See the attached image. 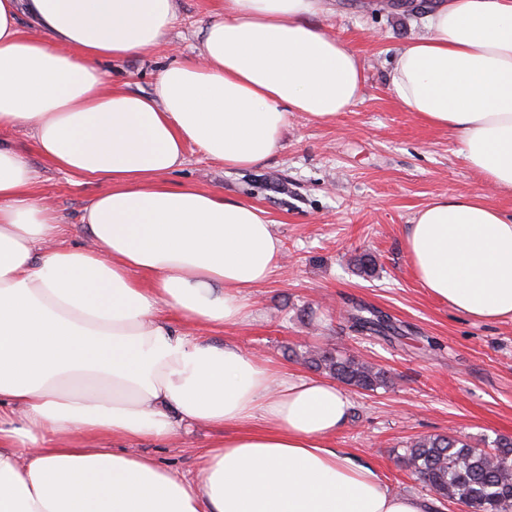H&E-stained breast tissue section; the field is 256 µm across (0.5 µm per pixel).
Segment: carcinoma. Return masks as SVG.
I'll list each match as a JSON object with an SVG mask.
<instances>
[{
  "label": "carcinoma",
  "mask_w": 512,
  "mask_h": 512,
  "mask_svg": "<svg viewBox=\"0 0 512 512\" xmlns=\"http://www.w3.org/2000/svg\"><path fill=\"white\" fill-rule=\"evenodd\" d=\"M356 335L389 338L396 334L389 315L361 305L347 310ZM293 355L308 369L351 389H389L393 378L382 367L334 348L307 349ZM402 466L440 499L461 503L470 512H512V439L493 440L492 450L454 434H434L410 441L399 455Z\"/></svg>",
  "instance_id": "obj_1"
}]
</instances>
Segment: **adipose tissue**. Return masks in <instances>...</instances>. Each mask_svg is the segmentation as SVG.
Segmentation results:
<instances>
[{"mask_svg":"<svg viewBox=\"0 0 512 512\" xmlns=\"http://www.w3.org/2000/svg\"><path fill=\"white\" fill-rule=\"evenodd\" d=\"M330 10L224 0L197 55L141 95L99 64L161 45L176 0H0V132L28 130L57 168L108 184L69 245L35 171L0 141V512H425L332 446L351 410L335 382L169 319L242 322L280 263L261 208L165 178L190 147L229 171L265 164L291 113L327 121L361 101L359 57L313 22ZM423 26L388 92L459 140L485 190L420 209L410 263L468 318H512V215L485 196L512 191V0H432ZM183 422L224 430L197 476L112 449Z\"/></svg>","mask_w":512,"mask_h":512,"instance_id":"1","label":"adipose tissue"}]
</instances>
